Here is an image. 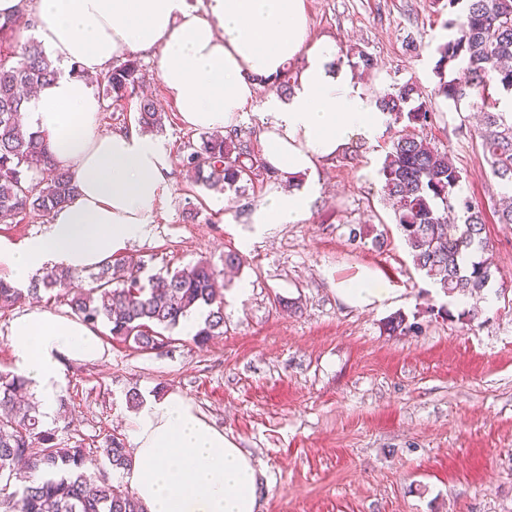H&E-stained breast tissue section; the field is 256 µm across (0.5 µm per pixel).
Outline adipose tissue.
I'll list each match as a JSON object with an SVG mask.
<instances>
[{"label":"adipose tissue","mask_w":512,"mask_h":512,"mask_svg":"<svg viewBox=\"0 0 512 512\" xmlns=\"http://www.w3.org/2000/svg\"><path fill=\"white\" fill-rule=\"evenodd\" d=\"M28 12L34 34L60 69L27 105L26 122L45 134L77 185L42 232L15 242L0 237V270L17 287L55 266L98 268L134 239L150 234L170 186L163 142L137 129L98 126L101 101L90 82L127 55L160 49L168 95L193 129L226 130L289 59L308 65L290 99L271 97L263 159L282 183L296 181L357 138H372L383 116L352 75L330 68L335 47L310 42L304 0H0V24ZM80 75H72L71 67ZM305 193L281 186L254 214L257 229L303 219ZM15 373L29 382L44 422H52L70 363L103 359L97 329L33 304L11 321ZM133 463L122 479L146 512H257L260 471L254 459L211 424L188 398L149 396L131 416Z\"/></svg>","instance_id":"1"}]
</instances>
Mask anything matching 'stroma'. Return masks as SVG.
Segmentation results:
<instances>
[{"label": "stroma", "instance_id": "obj_1", "mask_svg": "<svg viewBox=\"0 0 512 512\" xmlns=\"http://www.w3.org/2000/svg\"><path fill=\"white\" fill-rule=\"evenodd\" d=\"M305 9L310 41L377 59L365 95L408 80L433 91L434 49L451 31L429 0H305ZM412 38L422 51L408 48ZM159 55H140L144 92L168 115L159 138L174 156L201 133L166 96ZM435 109L429 139L450 150L465 194L487 207L500 188L471 134L468 102L439 97ZM389 137L381 128L355 159L320 162L301 181L308 214L262 234L252 216L264 186L234 200L190 193L173 166L151 234L121 256L155 273L202 258L219 267L225 250L239 251L242 266L218 278L224 333L199 346L179 327L170 346L140 352L100 328L105 358L67 368L52 423L60 440L96 448L109 434L128 438V391L175 390L254 458L258 512H512V224L486 225L492 301L444 296L414 268L382 200ZM353 228L362 241L350 242ZM367 274L389 288L386 300L357 307L337 296ZM397 313L421 332L387 331Z\"/></svg>", "mask_w": 512, "mask_h": 512}]
</instances>
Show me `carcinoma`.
Here are the masks:
<instances>
[{"label":"carcinoma","mask_w":512,"mask_h":512,"mask_svg":"<svg viewBox=\"0 0 512 512\" xmlns=\"http://www.w3.org/2000/svg\"><path fill=\"white\" fill-rule=\"evenodd\" d=\"M456 13L455 34L435 48L434 95L457 105L469 99L481 114L473 130L493 178L512 192V112L499 110L501 95H512V0H431ZM353 68L372 71L377 60L364 50L347 56ZM59 69L35 37L19 42L14 28L0 25V224L26 216H50L76 192L73 175L56 161L44 134L26 128L27 89L57 77ZM299 72L284 69L272 82L288 97ZM145 73L134 55L112 64L98 81L102 94L121 100L138 94ZM388 125H402L390 140L379 174L383 200L393 209L401 237L416 270L448 297L480 295L492 279L484 209L462 192L463 171L447 150L423 135L435 110L411 81L394 82L375 95ZM167 114L143 96L137 124L141 131L163 130ZM191 185L219 187L238 197L276 179L254 152L242 130L203 135L197 146L177 155ZM217 270L209 261L144 276V265L120 259L102 264L85 277L67 267L50 268L16 288L0 278V310L25 299L66 298L71 314L89 326L104 325L109 335L140 351L163 347L165 333L201 308L208 315L193 336L205 345L224 335V295L215 288ZM386 326L391 333L417 329L399 313ZM28 381L0 370V512H146L129 488L113 484L105 470L84 469L89 456L101 455L114 470L132 465L124 441L110 435L100 448L80 441L65 444L44 427L38 406L26 398Z\"/></svg>","instance_id":"1"}]
</instances>
